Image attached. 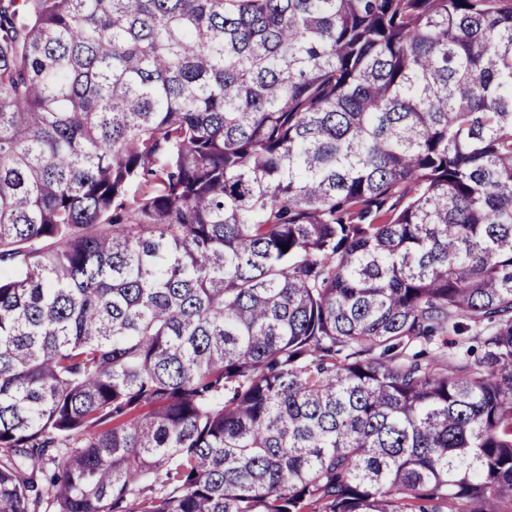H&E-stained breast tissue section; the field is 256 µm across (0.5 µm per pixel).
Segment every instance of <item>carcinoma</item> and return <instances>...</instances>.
<instances>
[{"mask_svg": "<svg viewBox=\"0 0 512 512\" xmlns=\"http://www.w3.org/2000/svg\"><path fill=\"white\" fill-rule=\"evenodd\" d=\"M45 497L512 512V0H0V512Z\"/></svg>", "mask_w": 512, "mask_h": 512, "instance_id": "cac0c4a2", "label": "carcinoma"}]
</instances>
